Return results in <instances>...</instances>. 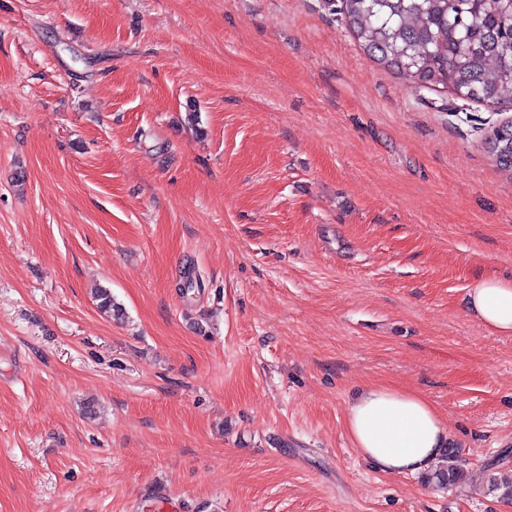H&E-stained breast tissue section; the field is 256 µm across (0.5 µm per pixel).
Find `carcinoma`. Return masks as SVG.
Returning <instances> with one entry per match:
<instances>
[{
    "mask_svg": "<svg viewBox=\"0 0 512 512\" xmlns=\"http://www.w3.org/2000/svg\"><path fill=\"white\" fill-rule=\"evenodd\" d=\"M340 13L362 49L411 90L441 85L512 109V0H341ZM483 145L512 179V124L493 127ZM97 298L101 312L120 313L109 289ZM458 457V449H445L446 465L426 475L427 483H461Z\"/></svg>",
    "mask_w": 512,
    "mask_h": 512,
    "instance_id": "obj_1",
    "label": "carcinoma"
}]
</instances>
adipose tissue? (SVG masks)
Masks as SVG:
<instances>
[{
    "instance_id": "1",
    "label": "adipose tissue",
    "mask_w": 512,
    "mask_h": 512,
    "mask_svg": "<svg viewBox=\"0 0 512 512\" xmlns=\"http://www.w3.org/2000/svg\"><path fill=\"white\" fill-rule=\"evenodd\" d=\"M465 304L490 334L512 337V280L473 281ZM346 428L359 454L391 475L430 470L449 442L448 427L432 404L384 384L361 390L347 411Z\"/></svg>"
}]
</instances>
